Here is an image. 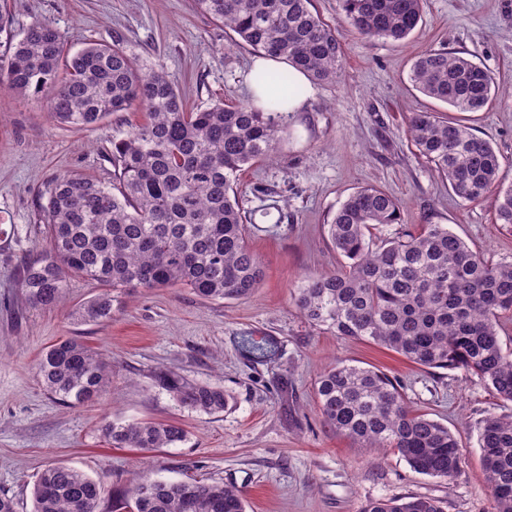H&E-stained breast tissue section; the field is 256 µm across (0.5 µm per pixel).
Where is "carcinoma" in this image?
Returning <instances> with one entry per match:
<instances>
[{
	"mask_svg": "<svg viewBox=\"0 0 512 512\" xmlns=\"http://www.w3.org/2000/svg\"><path fill=\"white\" fill-rule=\"evenodd\" d=\"M200 10L234 31L261 55L281 56L313 81L342 75L344 48L335 26L312 0H196ZM343 18L365 39L400 42L418 27L423 0H339ZM259 85L280 101L298 93L288 71L259 70ZM410 81L423 95L458 112H480L498 93L490 71L459 52L429 49L412 64ZM0 83L31 97L50 93L60 123L99 125L136 105L143 122L112 142L114 177L102 182L66 174L48 184L40 206L46 243L22 264L21 300L33 307L63 301L69 278L103 287L75 315L84 323L112 319L115 292L183 286L201 299L250 295L263 266L248 240L236 181L244 166L276 154L278 112L215 103L191 110L157 66L143 71L120 38L67 50L47 19L0 54ZM408 133L463 204L492 200L495 222L512 225V187H500L501 163L489 141L435 112L411 113ZM401 203L376 187L351 193L327 225L343 262L298 289L296 306L313 325L342 338L372 341L426 368L478 376L512 402V348L500 337L512 315V260L487 261L445 224H424L374 244L376 226L401 223ZM245 353L265 358L275 345L245 336ZM47 394L83 405L102 398L111 364L77 337L45 350L35 365ZM155 385L179 406L218 415L229 404L224 388L171 371ZM324 424L364 448H389L422 475L450 478L462 461L448 427L406 402L401 387L373 368L337 362L316 384ZM115 448H168L186 438L172 424L114 419L103 428ZM479 447L494 512H512V416H488ZM246 512L242 494L197 479L168 482L142 473L114 489L75 468L51 464L37 477L30 512ZM360 512H444L426 496L367 501Z\"/></svg>",
	"mask_w": 512,
	"mask_h": 512,
	"instance_id": "1",
	"label": "carcinoma"
}]
</instances>
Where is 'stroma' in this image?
Listing matches in <instances>:
<instances>
[{
    "label": "stroma",
    "instance_id": "stroma-1",
    "mask_svg": "<svg viewBox=\"0 0 512 512\" xmlns=\"http://www.w3.org/2000/svg\"><path fill=\"white\" fill-rule=\"evenodd\" d=\"M335 25L345 50L340 82L316 85L304 111L283 121L276 160L239 175L237 191L249 244L264 277L248 297L208 301L180 287L138 289L122 297L110 321L85 324L74 312L100 291L73 279L63 304L22 303L18 267L45 233L39 198L63 173L111 180L112 141L142 122L139 108L80 131L61 124L43 101L0 85V491L20 512L49 460L121 487L140 468L165 480L195 478L235 487L247 512H359L371 499L434 497L445 512H492L478 443L481 421L512 414L478 377L426 369L374 343L342 339L313 326L295 304L312 276L340 259L327 226L357 188L383 189L403 204L402 221L375 238L445 224L492 263L512 259V227L497 224L490 203L462 204L407 135L411 113L455 118L497 152L501 183L512 186V0H424L423 18L405 41L364 39L343 20L339 0H313ZM21 38L38 19L65 35L70 50L121 38L142 69L163 66L188 107L247 103L254 51L237 34L196 10L193 0H0ZM462 52L483 64L500 91L488 110L453 112L412 85L413 61L430 48ZM270 337L275 357L241 351V336ZM76 336L112 364L108 398L74 407L54 402L34 365L58 340ZM374 368L402 385L413 409L457 437L459 472H414L396 452L360 447L326 427L314 388L334 361ZM160 369L223 387L231 401L211 416L180 407L155 386ZM175 423L185 441L168 448H114L101 427L113 418Z\"/></svg>",
    "mask_w": 512,
    "mask_h": 512
}]
</instances>
